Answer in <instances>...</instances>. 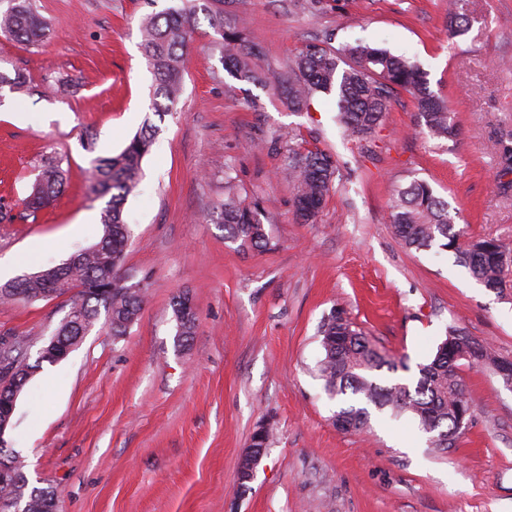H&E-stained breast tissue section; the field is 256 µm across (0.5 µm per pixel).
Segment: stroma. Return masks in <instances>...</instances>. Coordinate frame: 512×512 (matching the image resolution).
I'll list each match as a JSON object with an SVG mask.
<instances>
[{
  "instance_id": "stroma-1",
  "label": "stroma",
  "mask_w": 512,
  "mask_h": 512,
  "mask_svg": "<svg viewBox=\"0 0 512 512\" xmlns=\"http://www.w3.org/2000/svg\"><path fill=\"white\" fill-rule=\"evenodd\" d=\"M179 3L34 0L47 39L0 35V68H25L37 84L77 82L65 97L0 99V263L14 276L98 241L105 202L90 190L93 161L120 153L151 116L141 24ZM223 9L259 48L270 83L318 39L338 48L362 38L407 56L458 134L431 138L403 93L359 146L335 121V95L293 112L270 84L230 76L198 14L183 92L125 205L122 272L145 287L143 307L126 335L99 317L65 359L33 373L9 446L33 485L58 491L59 512H512V388L492 369L461 366L473 417L444 450L408 414L337 429L340 403L316 373L319 329L339 307L401 361L394 381L415 383L452 325L512 361V288H486L453 252L406 250L388 220L395 191L423 179L457 209L466 240L512 242V171L498 151L512 147V0H466L473 26L457 37L448 0H224ZM292 142L333 155L340 172L310 223L278 173ZM49 158L66 187L49 208L27 211ZM230 191L258 207L267 249L225 237L216 215ZM37 239L41 259L16 265ZM181 292L196 312L184 345L171 306ZM68 311L65 295L0 302V333L23 338L34 362ZM267 421L273 436L240 488L239 462Z\"/></svg>"
}]
</instances>
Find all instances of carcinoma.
Masks as SVG:
<instances>
[{"label":"carcinoma","mask_w":512,"mask_h":512,"mask_svg":"<svg viewBox=\"0 0 512 512\" xmlns=\"http://www.w3.org/2000/svg\"><path fill=\"white\" fill-rule=\"evenodd\" d=\"M178 9L147 17L143 24L141 49L154 76L152 110L162 117L171 111L183 91L184 54L192 40L197 14L206 12L208 24L222 40L224 70L241 81H258L259 51L243 35L224 22V10L199 0H182ZM465 0H454L448 8V33L465 34L471 20ZM47 23L31 0H11L0 12V33L8 39L29 43L46 34ZM7 82L11 94H29L35 85L27 72L15 68L0 70V83ZM289 109L301 112L318 93H336V121L347 137L369 142L382 125L397 95L408 94L430 135L450 139L457 135L448 108L429 87L419 65L402 55L364 41L336 49L308 44L296 57L288 82L278 86ZM155 134L150 125L135 135L116 156L94 161L92 190L107 199L102 210L103 233L99 241L71 257L68 262L0 285L2 301H37L70 295V308L55 332L58 340L75 346L95 325L105 309L112 335H125L137 319L146 289L114 283L121 272L129 240L124 218L128 196L142 172ZM282 172L293 185L294 210L307 223L320 212L334 188L339 168L336 159L322 151L301 152L288 148ZM65 187L59 162L43 165L26 209L50 207ZM227 237L240 246L265 249L269 234L257 208L243 204L235 195L224 198L221 209ZM390 224L399 242L409 250H429L437 245L454 251L457 261L485 287L503 292L512 287V246L498 239L460 243L464 230L456 227L448 202L437 196L424 180H413L397 190L389 211ZM186 293L174 297L176 341L187 342L194 333L195 312L187 311ZM324 351L317 365L325 390L335 397H350L351 403L336 411L334 422L345 425L347 433H359L369 424V407L409 413L429 434L433 448H446L471 421L472 409L459 375L462 365L495 368L501 362L493 349L461 330L451 327L437 346L433 358L419 365L412 385L384 381L378 372H394V359L382 352L342 309L334 310L320 329ZM0 498H13L23 512H58V496L51 488L30 484L24 466L15 467L14 477L0 483Z\"/></svg>","instance_id":"cac0c4a2"}]
</instances>
